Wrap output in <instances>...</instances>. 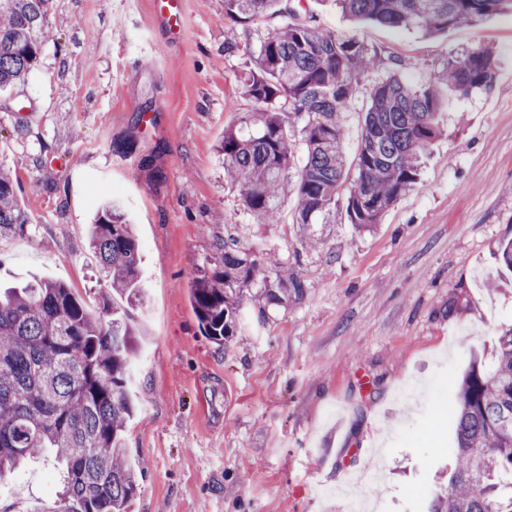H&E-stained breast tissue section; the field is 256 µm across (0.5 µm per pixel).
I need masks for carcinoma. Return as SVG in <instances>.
<instances>
[{
  "label": "carcinoma",
  "instance_id": "obj_1",
  "mask_svg": "<svg viewBox=\"0 0 512 512\" xmlns=\"http://www.w3.org/2000/svg\"><path fill=\"white\" fill-rule=\"evenodd\" d=\"M351 19L436 36L500 11L512 0H335ZM51 0H0V91L37 65L49 37ZM226 19L280 25L252 55L241 85L256 108L224 130L217 152L224 176L240 188L259 224L297 199L298 224H326L348 176L343 120L360 78L388 65L366 112L356 175L346 198L350 223L365 228L418 182L428 145L442 134L441 91L467 99L487 88L495 53L482 45L448 58L425 84L405 81V65L377 49L325 30L303 0H224ZM288 102L283 111L281 101ZM305 158L293 168L294 134ZM28 223L15 178L0 170V239ZM106 315L90 317L71 288L39 281L0 290V478L25 460L52 453L61 485L36 512H129L139 492L126 463L135 413L129 376L137 336L129 309L139 300L140 246L121 207L107 204L89 229ZM218 267L194 278L189 297L201 334L222 345L234 335L240 303L261 281L280 304L303 283L262 262L233 239L215 244ZM454 468L433 488L427 512H512V328L498 337L490 368L471 363L448 412Z\"/></svg>",
  "mask_w": 512,
  "mask_h": 512
}]
</instances>
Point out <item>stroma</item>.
Wrapping results in <instances>:
<instances>
[{"label":"stroma","instance_id":"1","mask_svg":"<svg viewBox=\"0 0 512 512\" xmlns=\"http://www.w3.org/2000/svg\"><path fill=\"white\" fill-rule=\"evenodd\" d=\"M312 8L325 29L405 60L415 86L470 47L498 58L486 90L445 105L421 183L368 228L341 207L329 223L296 224L293 196L259 224L225 181L215 147L253 108L239 79L277 22L231 27L224 0H183L174 43L153 0H53L37 66L0 94V166L29 219L0 240V282H63L95 316L97 210L119 203L139 241L131 512H344L370 469L371 512H425L417 489L447 483L450 466L438 407L512 327L499 251L512 239V14L426 37L348 22L328 0ZM380 77L369 73L344 113L348 158ZM222 237L286 262L304 288L274 305L253 286L219 346L202 336L189 288ZM56 485L52 459L29 464L0 479V512H34Z\"/></svg>","mask_w":512,"mask_h":512}]
</instances>
